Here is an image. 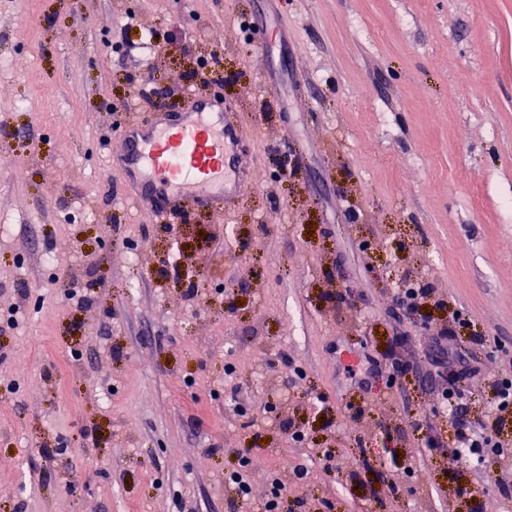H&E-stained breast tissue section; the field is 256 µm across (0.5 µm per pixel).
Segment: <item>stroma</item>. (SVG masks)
I'll return each mask as SVG.
<instances>
[{"instance_id": "stroma-1", "label": "stroma", "mask_w": 512, "mask_h": 512, "mask_svg": "<svg viewBox=\"0 0 512 512\" xmlns=\"http://www.w3.org/2000/svg\"><path fill=\"white\" fill-rule=\"evenodd\" d=\"M261 2L0 0V512H262L298 466L280 512H512L423 448L413 417L454 434L427 358L449 317L393 303L413 272L485 336L465 382L483 419L512 371V0H280L282 91ZM130 14L174 33L139 68L112 52ZM213 53L219 88L190 75ZM137 77L169 91L143 118L233 105L250 177L223 216L163 226L111 166ZM240 448L245 504L224 486ZM269 29H265L260 47L272 62V65L267 72V80L271 87L276 88V86H279L288 78V62H286L288 55V41L285 33L279 29L276 30L274 42L272 43L267 41L265 35ZM288 498V480L273 473L270 480L268 499L264 504L265 512H279V505Z\"/></svg>"}]
</instances>
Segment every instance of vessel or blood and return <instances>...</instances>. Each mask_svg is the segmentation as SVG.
I'll list each match as a JSON object with an SVG mask.
<instances>
[{
    "mask_svg": "<svg viewBox=\"0 0 512 512\" xmlns=\"http://www.w3.org/2000/svg\"><path fill=\"white\" fill-rule=\"evenodd\" d=\"M261 48L272 62L267 80L279 86L288 77L285 33L262 41ZM227 110L200 100L176 121L159 114L128 123L117 133L122 148L112 152L111 163L160 217L176 216L190 203L223 211L233 201L237 178L246 173L239 150L245 131Z\"/></svg>",
    "mask_w": 512,
    "mask_h": 512,
    "instance_id": "1",
    "label": "vessel or blood"
}]
</instances>
